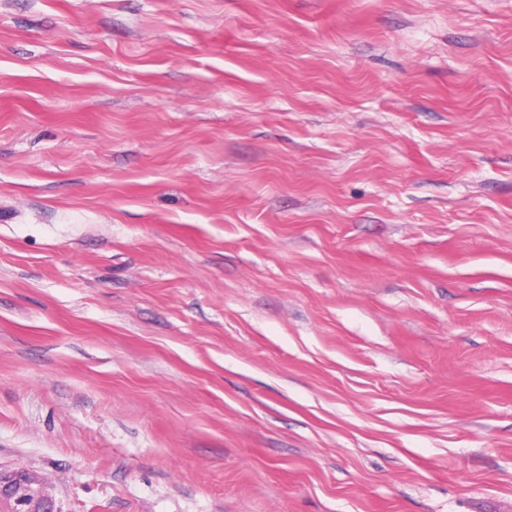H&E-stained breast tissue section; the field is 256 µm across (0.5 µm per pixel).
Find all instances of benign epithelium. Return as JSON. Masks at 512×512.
Masks as SVG:
<instances>
[{
  "label": "benign epithelium",
  "instance_id": "1",
  "mask_svg": "<svg viewBox=\"0 0 512 512\" xmlns=\"http://www.w3.org/2000/svg\"><path fill=\"white\" fill-rule=\"evenodd\" d=\"M9 512H61L47 483L26 469L0 468V505Z\"/></svg>",
  "mask_w": 512,
  "mask_h": 512
}]
</instances>
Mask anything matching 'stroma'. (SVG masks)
Segmentation results:
<instances>
[{"mask_svg": "<svg viewBox=\"0 0 512 512\" xmlns=\"http://www.w3.org/2000/svg\"><path fill=\"white\" fill-rule=\"evenodd\" d=\"M0 467L512 512V0H0Z\"/></svg>", "mask_w": 512, "mask_h": 512, "instance_id": "obj_1", "label": "stroma"}]
</instances>
